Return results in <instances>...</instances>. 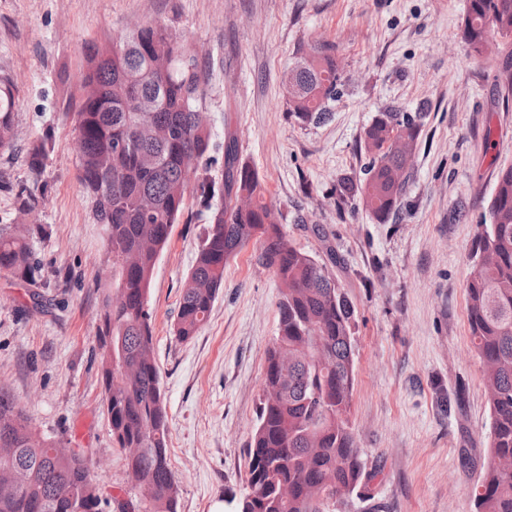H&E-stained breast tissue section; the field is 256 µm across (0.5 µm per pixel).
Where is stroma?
Here are the masks:
<instances>
[{"mask_svg": "<svg viewBox=\"0 0 512 512\" xmlns=\"http://www.w3.org/2000/svg\"><path fill=\"white\" fill-rule=\"evenodd\" d=\"M467 0H0V75L15 83L14 147L0 151V225L36 224L41 278L0 272V387L33 428L84 449L104 497L121 484L124 451L103 403L96 331L112 265L78 180L72 108L85 42L157 23L202 53L216 139L232 131L242 159L292 243L326 258L355 309L357 380L349 424L369 498L336 512H474L470 490L490 460L483 364L469 334L466 281L499 169L512 166V103L494 56L458 36ZM334 44L345 83L333 118L288 115L286 74L299 48ZM393 105L428 109L399 212L389 223L338 204L359 178L363 129ZM48 137L41 174L28 145ZM30 211H22V202ZM195 198L172 227L151 282L153 345L170 418L178 512H234L278 334L281 288L248 243L192 340L174 334L181 291L206 230ZM460 394L462 403L449 406Z\"/></svg>", "mask_w": 512, "mask_h": 512, "instance_id": "1", "label": "stroma"}]
</instances>
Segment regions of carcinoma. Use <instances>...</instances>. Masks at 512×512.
Returning <instances> with one entry per match:
<instances>
[{
    "mask_svg": "<svg viewBox=\"0 0 512 512\" xmlns=\"http://www.w3.org/2000/svg\"><path fill=\"white\" fill-rule=\"evenodd\" d=\"M505 55L496 81L512 95V0H467L459 36L474 56L490 36ZM286 80L288 112L301 125L331 120L344 69L336 46L302 52ZM13 80L0 76V149L13 148ZM207 75L188 40L152 23L88 46L73 113L79 181L94 223L103 225L112 278L97 326L98 363L112 437L126 453L120 491L102 499L81 453L31 427L24 407L0 388V512H178L168 454L169 414L153 348L148 295L158 256L189 195L208 228L183 288L175 335L188 341L207 323L224 267L252 239L258 262L281 284L278 335L267 352L262 396L236 512H335L343 490L360 493L365 471L347 413L357 376L355 308L327 263L298 249L266 200L259 173L230 131L214 141ZM424 112L387 109L365 127L363 178L339 198L362 202L379 223L408 184ZM198 159L194 170L184 159ZM466 283L470 334L485 366L492 459L471 490L474 512H512V166L498 172ZM26 224L0 226V271L34 283Z\"/></svg>",
    "mask_w": 512,
    "mask_h": 512,
    "instance_id": "obj_1",
    "label": "carcinoma"
}]
</instances>
